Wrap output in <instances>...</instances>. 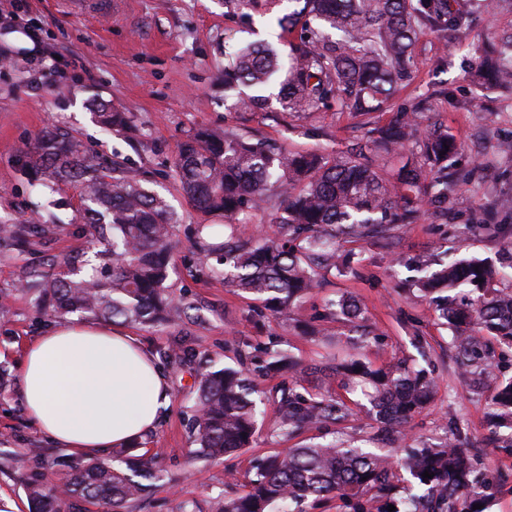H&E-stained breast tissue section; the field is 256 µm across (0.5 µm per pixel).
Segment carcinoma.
Masks as SVG:
<instances>
[{
    "label": "carcinoma",
    "mask_w": 512,
    "mask_h": 512,
    "mask_svg": "<svg viewBox=\"0 0 512 512\" xmlns=\"http://www.w3.org/2000/svg\"><path fill=\"white\" fill-rule=\"evenodd\" d=\"M225 0L239 19L250 18L260 2ZM294 8L277 26L297 33L291 54L282 57L263 42L234 49L224 65V89L235 92L237 109L263 110L271 99L295 114L331 103L342 112L369 116L390 109L399 88L417 65L421 33L467 37L475 18L469 0H288ZM484 90H512V30L481 46L470 73ZM427 98L400 108L391 118L370 123L364 142L345 153L290 151L261 138L199 128L177 145L174 167L180 188L199 212L224 220L229 232L209 246L220 255L224 278L250 294L265 311L290 313L336 267V238L358 245L405 224H417L429 209L448 215V192L461 176L448 165L460 144L448 129L420 126ZM97 121L116 131L132 127L130 115L101 101ZM402 158L381 172L375 159ZM25 171L37 185L54 190L73 181L84 197L92 255L54 259L33 272L41 309L52 317L69 314L124 324L153 325L187 309L166 285L171 271L176 213L165 197L148 190L134 171L113 176L82 143L53 129L41 132L20 151ZM272 211L268 236H255L233 223L244 207ZM512 212V198L490 199L473 223L495 234L499 217ZM47 231L44 224H0V241L22 243ZM411 292L432 306L438 319L459 331L453 349L458 370L479 393L495 369V346L512 348V288L501 286L502 271L481 259L446 262L432 252L414 263ZM331 315L355 324L353 352L329 367L321 383L303 393L282 389L272 396L278 429L293 437L309 429L348 427L364 414L376 417L382 436L366 448L341 440L301 443L262 459L240 495L217 502L215 512H272L277 505L332 498L342 512H487L502 477L487 473L475 449L462 443L457 422L438 445L423 444L404 457L397 449L402 426L427 407L435 379L406 359L386 367L365 360L378 343L363 324V308L350 295L332 303ZM276 338L259 347L252 372L295 374L299 362L275 349ZM356 395L359 400L352 401ZM263 400L254 380L226 368L201 376L192 434L201 459L227 457L251 447L257 406ZM496 424L512 431V380L493 397ZM126 468L88 458L67 465L56 483L41 472L24 477L30 512H70L76 501L132 512L145 490L144 479L159 477L150 462L127 455ZM428 472L432 477L426 478ZM478 509H473V506Z\"/></svg>",
    "instance_id": "carcinoma-1"
}]
</instances>
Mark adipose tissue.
<instances>
[{
  "instance_id": "ef3b65f1",
  "label": "adipose tissue",
  "mask_w": 512,
  "mask_h": 512,
  "mask_svg": "<svg viewBox=\"0 0 512 512\" xmlns=\"http://www.w3.org/2000/svg\"><path fill=\"white\" fill-rule=\"evenodd\" d=\"M19 381L39 430L61 447L92 455L154 430L170 403L154 358L110 325L51 326L25 347Z\"/></svg>"
}]
</instances>
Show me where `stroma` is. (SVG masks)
Here are the masks:
<instances>
[{"mask_svg": "<svg viewBox=\"0 0 512 512\" xmlns=\"http://www.w3.org/2000/svg\"><path fill=\"white\" fill-rule=\"evenodd\" d=\"M474 15L476 26L468 38L448 44L429 34L420 38L416 53L421 65L393 100L398 109L430 98L426 122L447 127L465 145L452 160L466 176L451 188L447 223L427 217L396 229L392 247L367 240L358 261L328 273L296 315L271 312L260 319L253 313L254 301L226 284L214 261L195 247L203 217L179 187L173 164L178 143L191 130L210 128L255 135L292 150L319 145L336 152L363 138L364 117L333 109L300 116L276 102L259 112L230 109L224 98L227 53L262 39L281 52L289 50L288 34L262 9L242 25L228 17L224 0H116L111 17L83 20L69 14L63 0H0V47L9 50L7 65L0 66V224L37 221L54 227L30 238L24 248L0 246V363L12 375L0 388V512H28L22 476L12 465L15 458L41 449L36 465L56 479L75 457L41 434L23 405L17 379L25 346L50 324L30 289L32 271L52 256L77 255L89 246L79 189L62 181L54 192H45L18 162L19 148L48 128L80 139L108 169L139 170L178 216L170 283L195 308L164 324L130 330L144 349L160 355L170 387L162 421L135 450L155 457L163 478L151 481L135 512H213L217 500L243 492L258 459L297 445V438L277 431L276 411L269 404L253 448L231 457L194 459L191 407L200 373L240 367L245 344L273 336L307 371L293 380L268 373L259 377L260 387L272 392L293 381L298 388H312L316 377L311 367L346 354L342 344L325 345L314 334L323 326L349 334V326L333 321L329 310L331 300L343 295L358 298L379 336L366 353L373 365L417 357L418 336L431 348L436 393L408 426L406 445L443 441L454 417L467 446L479 449L485 470L512 472V455L498 449L488 423L494 387L472 393L454 363L451 330L402 288L408 264L432 248L451 260L475 257L499 267L512 265V254L499 239L471 222L485 198L512 197V154L496 149L499 142L512 141V99L490 92L487 111L464 107L478 92L465 78L475 64L477 45L512 28V12L475 0ZM15 29L37 34L34 47L10 42ZM103 100L129 113L132 130L117 133L95 122L93 114ZM179 348L185 349L186 359L168 357V350Z\"/></svg>", "mask_w": 512, "mask_h": 512, "instance_id": "1", "label": "stroma"}]
</instances>
